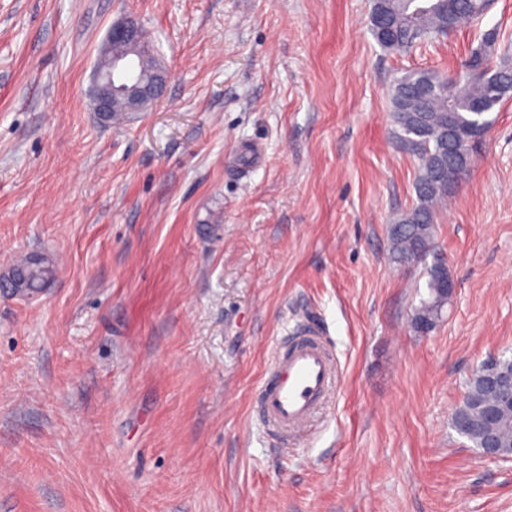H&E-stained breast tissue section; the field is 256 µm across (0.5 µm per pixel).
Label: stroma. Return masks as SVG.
<instances>
[{
    "mask_svg": "<svg viewBox=\"0 0 512 512\" xmlns=\"http://www.w3.org/2000/svg\"><path fill=\"white\" fill-rule=\"evenodd\" d=\"M372 0H0V512H512V458L452 417L512 357V96L489 112L434 242L455 292L390 256L416 202L391 85L448 77L512 0L407 53ZM134 15L161 101L98 120L92 72ZM325 327L336 396L288 442L254 413L280 337ZM17 268L24 272V276L11 284L9 275L6 281L9 284L8 288H11L12 292L18 295H27L33 288L45 286L52 281L55 275L53 264L45 258L32 259L31 256L27 257L17 263L13 269Z\"/></svg>",
    "mask_w": 512,
    "mask_h": 512,
    "instance_id": "stroma-1",
    "label": "stroma"
}]
</instances>
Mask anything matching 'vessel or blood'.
<instances>
[{
	"label": "vessel or blood",
	"mask_w": 512,
	"mask_h": 512,
	"mask_svg": "<svg viewBox=\"0 0 512 512\" xmlns=\"http://www.w3.org/2000/svg\"><path fill=\"white\" fill-rule=\"evenodd\" d=\"M336 367L330 344L315 328L278 341L256 395L260 420L277 439L305 429L335 396Z\"/></svg>",
	"instance_id": "obj_1"
}]
</instances>
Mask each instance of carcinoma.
<instances>
[{
    "label": "carcinoma",
    "mask_w": 512,
    "mask_h": 512,
    "mask_svg": "<svg viewBox=\"0 0 512 512\" xmlns=\"http://www.w3.org/2000/svg\"><path fill=\"white\" fill-rule=\"evenodd\" d=\"M488 0H373L372 17L383 16L387 31L371 29L378 45L386 51H405L416 41L437 38L465 23L479 20L488 10ZM133 56L144 78L161 71L162 66L147 40L129 49L112 45L102 50L99 73L111 72V60ZM512 91V47H498V34L481 36L470 52L464 68L444 79L432 71H407L396 78L390 91L391 120L401 151L419 163L415 183L417 202L390 227L391 253L398 264L415 265L432 258L425 266L429 298L421 302L416 316L426 321L425 331L434 328L448 303L445 281L448 268L435 253L434 226L440 207L446 205L454 189L467 175L476 137L480 133L476 107L490 112ZM125 96L112 97L109 120L128 117ZM24 276L9 285L12 292L26 295L52 281L51 261L30 257L16 264ZM498 409V431L504 446L512 449V404L477 383L468 387L453 418L467 425L462 434L473 447L480 446V432L472 417L482 408Z\"/></svg>",
    "instance_id": "cac0c4a2"
}]
</instances>
